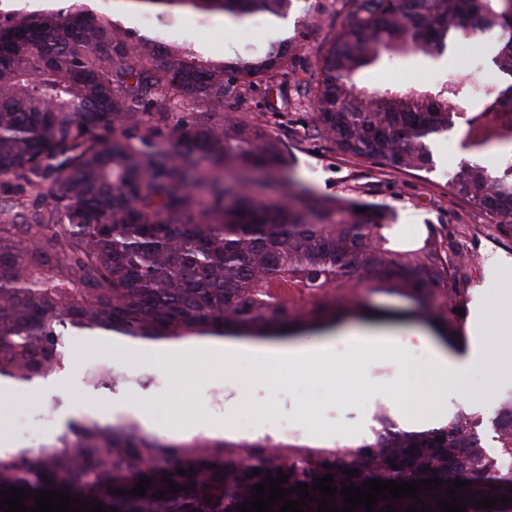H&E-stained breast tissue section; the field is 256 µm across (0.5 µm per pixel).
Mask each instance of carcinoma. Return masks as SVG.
I'll list each match as a JSON object with an SVG mask.
<instances>
[{
  "label": "carcinoma",
  "instance_id": "cac0c4a2",
  "mask_svg": "<svg viewBox=\"0 0 512 512\" xmlns=\"http://www.w3.org/2000/svg\"><path fill=\"white\" fill-rule=\"evenodd\" d=\"M124 2L128 14L164 22L243 23L285 19L299 0ZM334 3L343 20L318 50L316 74L295 82L296 103L310 108L299 114L303 133L390 172L429 170L430 144L470 84L453 71L428 89L366 86L359 75L394 58L436 60L449 32L472 33L479 22L498 32L497 65L512 75V0ZM302 49L297 32L258 55L214 57L79 5L0 17V194L41 195L24 213L19 200L0 204V382L64 372L69 336L130 344L284 336L361 311L371 293L409 300L410 314L450 339L462 278L432 228L409 236L388 208L358 198L299 189L273 200L240 189L256 168L291 185L276 129L292 119L248 115L243 93L286 78ZM467 137L476 147L512 143V111L498 110L494 91L467 119ZM501 158L495 176L464 164L452 190L512 237V151ZM86 382L116 389L150 379L100 367ZM502 404L491 449L463 408L444 426L411 432L381 407L357 443L282 442L274 454L262 442L165 441L133 417H76L39 448L0 449V490H64L116 512H239L252 486L280 472L287 489L328 473L339 488L439 478L444 500L453 481L470 482L466 512H477L479 498L512 487V473L496 466V453L512 454V396ZM141 477L152 479L146 494H129ZM166 478L182 490L169 491ZM417 498L439 509L430 492ZM415 499H378L374 508H421Z\"/></svg>",
  "mask_w": 512,
  "mask_h": 512
}]
</instances>
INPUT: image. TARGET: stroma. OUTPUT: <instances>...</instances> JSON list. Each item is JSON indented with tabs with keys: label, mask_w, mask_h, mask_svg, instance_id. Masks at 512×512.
<instances>
[{
	"label": "stroma",
	"mask_w": 512,
	"mask_h": 512,
	"mask_svg": "<svg viewBox=\"0 0 512 512\" xmlns=\"http://www.w3.org/2000/svg\"><path fill=\"white\" fill-rule=\"evenodd\" d=\"M289 18L302 22V57L305 64H312L338 20L333 0H307L304 10L290 13ZM178 30L181 41L215 55L229 47L241 54H257L274 36L269 23L252 20L228 25L219 17L202 24L189 16ZM464 67L451 50L436 62H406L395 71H371L363 82L372 85L397 76L402 82L423 85L437 72ZM465 122V115H458L454 135L435 139L431 145L434 166L418 174L388 172L345 156L316 138L302 135L286 142L294 161L292 178L316 195L361 198L384 205L395 212L408 233L431 226L449 254L462 264V313L454 318L461 337L468 334L475 305L496 304L500 295L502 278L488 273L484 265L487 255L512 257V238L501 235L487 214L466 207L448 181L449 174L462 164L476 162L492 168L499 162V147L469 146L462 133ZM367 303L377 308V315L345 317L341 328L388 326L403 337L416 325L415 320L403 316L406 302L398 296L372 294ZM68 355V370L49 390L35 384L0 395L1 438L21 442L26 448L40 447L51 442L68 419L85 414L87 406L94 405L99 421L111 422L131 414L146 433L167 440L209 437L212 424L229 421L233 424V440L275 444L279 438L272 430V421L277 418L298 428L293 444L336 448L364 436L377 409L375 400L362 390L363 376L355 374L343 360L329 369L296 375L243 357L228 374L220 361H200L189 354L182 362L162 363L146 355L128 356L118 349L93 347L84 336L69 338ZM112 364L133 374H147L153 382L111 392L86 385L85 375L90 369ZM50 403L55 409L49 413L45 407ZM20 413L39 418V425L29 432L17 429L14 418Z\"/></svg>",
	"instance_id": "stroma-1"
}]
</instances>
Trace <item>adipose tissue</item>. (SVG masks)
Segmentation results:
<instances>
[{
  "label": "adipose tissue",
  "instance_id": "1",
  "mask_svg": "<svg viewBox=\"0 0 512 512\" xmlns=\"http://www.w3.org/2000/svg\"><path fill=\"white\" fill-rule=\"evenodd\" d=\"M419 343L428 355L435 388H422L411 366L404 363L392 387L370 384L365 388L366 394L390 398L396 406L398 420L408 430L422 429L432 421H447L453 409L485 412L492 397L473 389L472 380L477 374H488L494 388L512 386V279L505 283L503 300L495 311H488L483 305L477 308L467 340L455 339L445 344L423 337ZM342 345L347 346V356L357 369L388 353L401 357L406 354L399 338L380 329L346 331L332 339L305 344L285 341L270 346H249L231 340L215 341L199 344L194 351L203 359L223 361L228 373L233 370L234 360L243 355L298 373L309 368L332 367Z\"/></svg>",
  "mask_w": 512,
  "mask_h": 512
}]
</instances>
